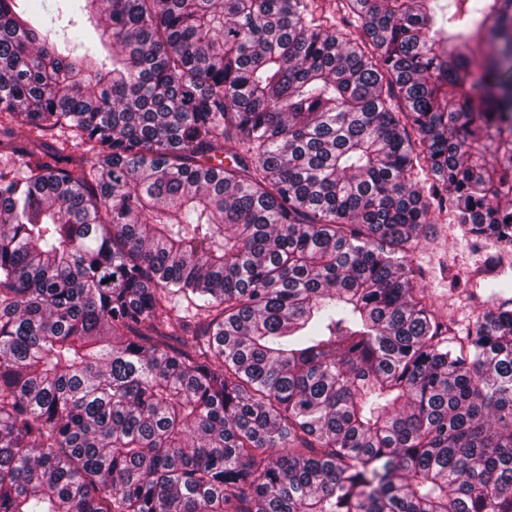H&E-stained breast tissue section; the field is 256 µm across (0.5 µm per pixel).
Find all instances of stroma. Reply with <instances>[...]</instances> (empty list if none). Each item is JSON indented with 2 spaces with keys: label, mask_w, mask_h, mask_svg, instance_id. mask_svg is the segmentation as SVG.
Returning a JSON list of instances; mask_svg holds the SVG:
<instances>
[{
  "label": "stroma",
  "mask_w": 512,
  "mask_h": 512,
  "mask_svg": "<svg viewBox=\"0 0 512 512\" xmlns=\"http://www.w3.org/2000/svg\"><path fill=\"white\" fill-rule=\"evenodd\" d=\"M409 259L423 272L421 285L429 301L452 322L457 336H467L500 298H512V260H505L503 247L471 236L450 219L429 224ZM488 263L503 264L500 277L480 283L470 278V269Z\"/></svg>",
  "instance_id": "obj_1"
}]
</instances>
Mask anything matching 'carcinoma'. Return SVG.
I'll return each instance as SVG.
<instances>
[{"label":"carcinoma","mask_w":512,"mask_h":512,"mask_svg":"<svg viewBox=\"0 0 512 512\" xmlns=\"http://www.w3.org/2000/svg\"><path fill=\"white\" fill-rule=\"evenodd\" d=\"M21 2L0 512H512V299L454 349L407 258L512 246V0Z\"/></svg>","instance_id":"obj_1"}]
</instances>
